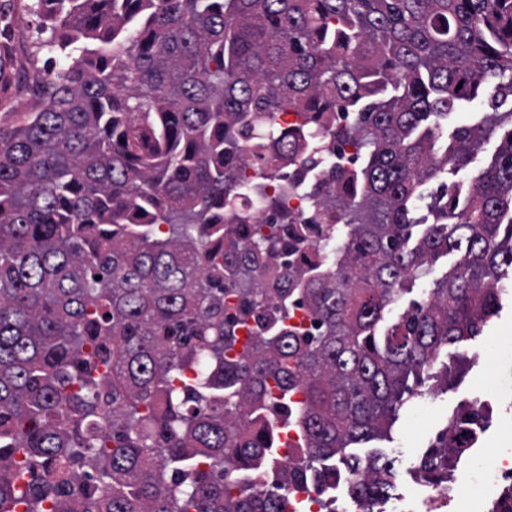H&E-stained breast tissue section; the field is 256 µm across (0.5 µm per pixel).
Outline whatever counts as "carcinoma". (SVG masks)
Listing matches in <instances>:
<instances>
[{
    "instance_id": "cac0c4a2",
    "label": "carcinoma",
    "mask_w": 512,
    "mask_h": 512,
    "mask_svg": "<svg viewBox=\"0 0 512 512\" xmlns=\"http://www.w3.org/2000/svg\"><path fill=\"white\" fill-rule=\"evenodd\" d=\"M36 6L57 36L31 57L56 47L68 66L34 69L36 109L0 125V512H285L276 489L226 483L269 463L285 428L302 467L283 483L328 482L340 461L361 474L351 497H387L393 461L346 449L388 437L410 377L478 336L512 275V0ZM489 77L491 111L445 138ZM274 112L300 123L284 136ZM506 124L464 202L429 203L423 225L420 188ZM321 132L360 156L312 193L343 222L334 277L301 263L317 225L288 209V162L332 163ZM441 254L457 262L431 300L387 319ZM262 261L275 283L288 266L276 305L224 317ZM292 302L318 336L286 324ZM273 399L282 429L262 425ZM479 417L450 418L418 472L448 480L456 431Z\"/></svg>"
}]
</instances>
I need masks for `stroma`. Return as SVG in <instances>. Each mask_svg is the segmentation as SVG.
<instances>
[{
  "label": "stroma",
  "instance_id": "stroma-1",
  "mask_svg": "<svg viewBox=\"0 0 512 512\" xmlns=\"http://www.w3.org/2000/svg\"><path fill=\"white\" fill-rule=\"evenodd\" d=\"M500 143L491 137L460 169H448L426 183L422 192L431 196L443 187L469 189L474 177L490 161ZM468 357L467 367L451 386L441 377L451 361L450 349H442L423 374L420 392L408 397L399 409L389 440L380 442L384 453L396 460V487L412 485L421 458L447 427L449 418L474 399L488 401L493 412L485 421L486 447L512 448V389L500 385L512 374V292L503 301L498 315L489 320L481 334L461 347Z\"/></svg>",
  "mask_w": 512,
  "mask_h": 512
}]
</instances>
